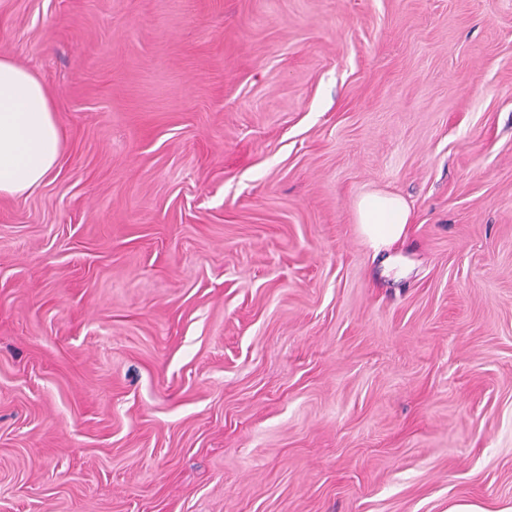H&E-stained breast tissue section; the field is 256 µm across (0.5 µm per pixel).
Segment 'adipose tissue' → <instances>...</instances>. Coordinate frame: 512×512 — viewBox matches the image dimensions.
Here are the masks:
<instances>
[{"mask_svg": "<svg viewBox=\"0 0 512 512\" xmlns=\"http://www.w3.org/2000/svg\"><path fill=\"white\" fill-rule=\"evenodd\" d=\"M63 131L43 82L12 59L0 57V198L40 187L63 152ZM412 218L398 194L373 191L360 198L356 220L377 252L400 241Z\"/></svg>", "mask_w": 512, "mask_h": 512, "instance_id": "adipose-tissue-1", "label": "adipose tissue"}]
</instances>
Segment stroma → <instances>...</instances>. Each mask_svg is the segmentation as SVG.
<instances>
[{
	"instance_id": "obj_1",
	"label": "stroma",
	"mask_w": 512,
	"mask_h": 512,
	"mask_svg": "<svg viewBox=\"0 0 512 512\" xmlns=\"http://www.w3.org/2000/svg\"><path fill=\"white\" fill-rule=\"evenodd\" d=\"M0 56L65 135L0 512H512V0H0ZM411 218L409 204L392 192L367 193L356 205V220L375 253L389 249L400 241Z\"/></svg>"
}]
</instances>
